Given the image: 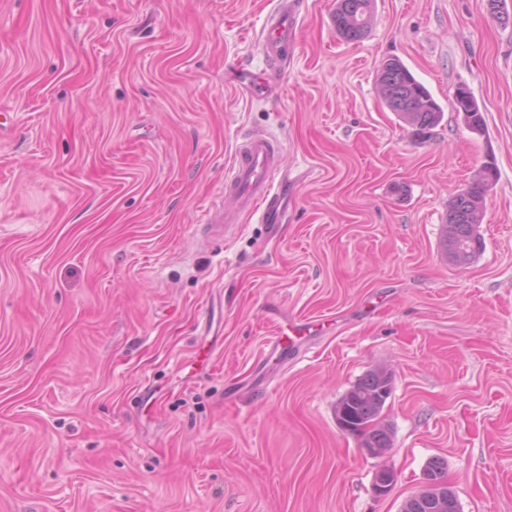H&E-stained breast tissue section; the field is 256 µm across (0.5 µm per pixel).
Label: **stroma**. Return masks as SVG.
Instances as JSON below:
<instances>
[{
  "instance_id": "35a3bbf8",
  "label": "stroma",
  "mask_w": 512,
  "mask_h": 512,
  "mask_svg": "<svg viewBox=\"0 0 512 512\" xmlns=\"http://www.w3.org/2000/svg\"><path fill=\"white\" fill-rule=\"evenodd\" d=\"M278 6L0 0V512H400L433 457L460 512H512V0H375L356 42L305 0L265 98L237 76ZM388 57L430 133L384 102ZM254 132L288 221L231 212L215 240L201 210ZM486 164L456 266L448 203ZM275 313L323 329L274 362ZM377 368L368 457L334 410ZM377 83L389 109L419 132L425 133L441 123L442 108L399 59L381 62ZM459 90V89H458ZM456 91V94L454 96V107L457 112H465L467 113L466 121L472 128L481 129L483 124V119L481 115V111L479 106L477 105L474 97L472 96L470 92L469 99H466V97H462L459 95V92ZM462 190L449 204L440 248L448 260L460 265L476 257L482 247L477 228L482 223L488 185L477 176L466 195Z\"/></svg>"
}]
</instances>
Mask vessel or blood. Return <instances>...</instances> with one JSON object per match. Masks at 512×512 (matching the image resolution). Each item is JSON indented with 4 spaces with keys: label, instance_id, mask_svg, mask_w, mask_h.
<instances>
[{
    "label": "vessel or blood",
    "instance_id": "obj_1",
    "mask_svg": "<svg viewBox=\"0 0 512 512\" xmlns=\"http://www.w3.org/2000/svg\"><path fill=\"white\" fill-rule=\"evenodd\" d=\"M295 17V10H281L269 20L262 32L260 44L272 63L274 73H281L284 68L281 49L293 33ZM278 152L274 141L264 135L254 134L245 138L233 166L225 175L223 208L208 210L206 223H223L225 212L231 210L251 213L262 224L283 223ZM312 327V322L305 318L274 324L271 345L276 349L282 348L287 335L307 336Z\"/></svg>",
    "mask_w": 512,
    "mask_h": 512
}]
</instances>
